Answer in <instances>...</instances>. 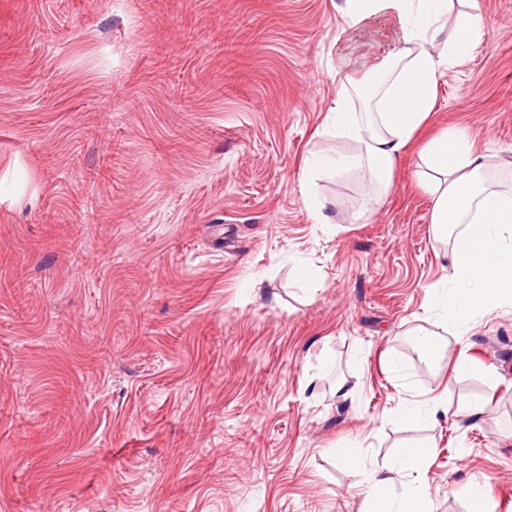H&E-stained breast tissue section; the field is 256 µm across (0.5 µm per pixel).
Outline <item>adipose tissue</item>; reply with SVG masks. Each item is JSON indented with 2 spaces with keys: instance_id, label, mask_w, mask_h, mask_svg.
Returning a JSON list of instances; mask_svg holds the SVG:
<instances>
[{
  "instance_id": "ef3b65f1",
  "label": "adipose tissue",
  "mask_w": 512,
  "mask_h": 512,
  "mask_svg": "<svg viewBox=\"0 0 512 512\" xmlns=\"http://www.w3.org/2000/svg\"><path fill=\"white\" fill-rule=\"evenodd\" d=\"M451 8L452 0H343L336 70L344 79L319 130L356 148L306 158L305 172L352 171L372 188L370 209L383 204L405 148L434 112L440 77L464 61L482 35L479 10L452 24ZM443 31L449 37L442 54L433 43ZM355 95L369 111H351ZM420 161V179L432 198L433 238L450 244L448 273L433 304L439 326L456 336L474 316L512 306V193L487 185L491 158L477 152L463 130L429 141ZM433 451L429 444L413 445L394 466L373 471L357 448L336 455L350 468L368 470L358 492L370 512H433L421 476Z\"/></svg>"
}]
</instances>
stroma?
<instances>
[{
    "mask_svg": "<svg viewBox=\"0 0 512 512\" xmlns=\"http://www.w3.org/2000/svg\"><path fill=\"white\" fill-rule=\"evenodd\" d=\"M340 2L0 0V512H364L336 449L420 443L435 512L474 482L512 512V307L430 364L408 335L449 264L422 146L466 130L512 187V0H478L376 213L355 173L300 180L354 148L316 132Z\"/></svg>",
    "mask_w": 512,
    "mask_h": 512,
    "instance_id": "stroma-1",
    "label": "stroma"
}]
</instances>
